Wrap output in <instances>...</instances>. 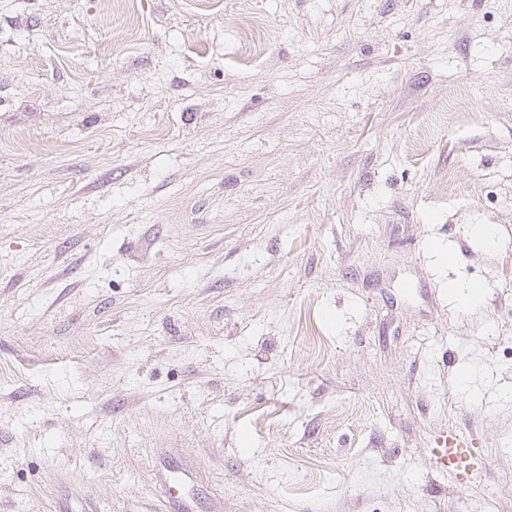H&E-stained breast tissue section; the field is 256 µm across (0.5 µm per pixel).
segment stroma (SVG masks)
I'll list each match as a JSON object with an SVG mask.
<instances>
[{
  "label": "stroma",
  "mask_w": 512,
  "mask_h": 512,
  "mask_svg": "<svg viewBox=\"0 0 512 512\" xmlns=\"http://www.w3.org/2000/svg\"><path fill=\"white\" fill-rule=\"evenodd\" d=\"M168 464L193 512H512V0H0V512ZM435 470L447 474L460 484H479L487 468V460L475 456L467 447L464 434L457 429L438 433L429 448Z\"/></svg>",
  "instance_id": "35a3bbf8"
}]
</instances>
